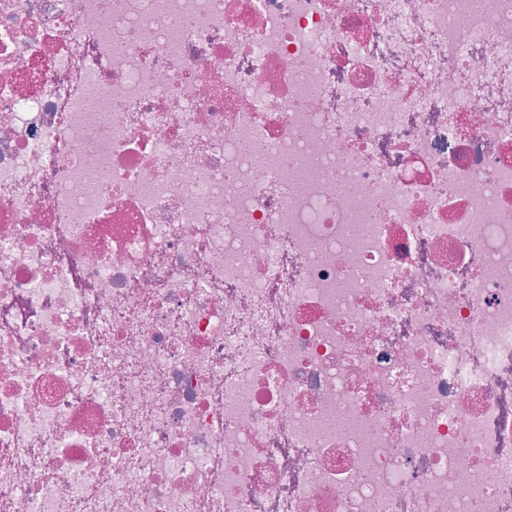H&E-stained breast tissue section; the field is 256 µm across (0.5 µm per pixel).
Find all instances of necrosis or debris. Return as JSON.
<instances>
[{
  "label": "necrosis or debris",
  "mask_w": 512,
  "mask_h": 512,
  "mask_svg": "<svg viewBox=\"0 0 512 512\" xmlns=\"http://www.w3.org/2000/svg\"><path fill=\"white\" fill-rule=\"evenodd\" d=\"M0 512H512V0H0Z\"/></svg>",
  "instance_id": "necrosis-or-debris-1"
}]
</instances>
